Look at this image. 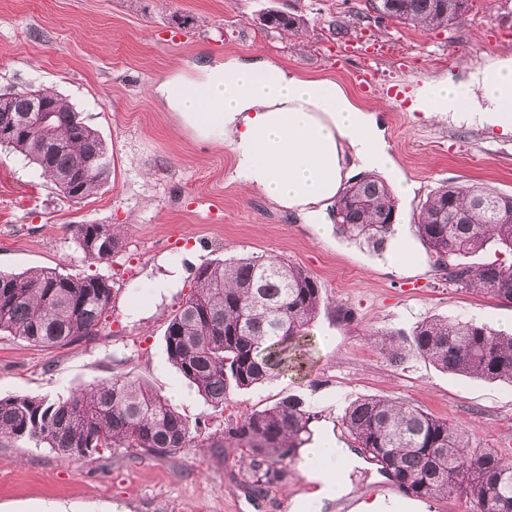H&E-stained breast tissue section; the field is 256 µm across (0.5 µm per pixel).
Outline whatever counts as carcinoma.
Here are the masks:
<instances>
[{"instance_id": "1", "label": "carcinoma", "mask_w": 512, "mask_h": 512, "mask_svg": "<svg viewBox=\"0 0 512 512\" xmlns=\"http://www.w3.org/2000/svg\"><path fill=\"white\" fill-rule=\"evenodd\" d=\"M470 6V0H378L375 10L381 19L431 29L458 23ZM302 24L291 13L263 15V25L273 31ZM42 93L48 112L27 113L22 96L0 112V129L15 119L5 149L36 164L64 198L78 203L108 179L110 158L97 131L65 97L49 89ZM397 209L391 187L367 173L336 199V230L380 252L394 234ZM71 229L92 261L106 260L120 247L110 224ZM414 229L449 284L512 302V195L443 185L422 204ZM489 250L492 259L468 262ZM111 303L112 284L102 277L52 268L0 272V334L35 345L68 346L97 334ZM322 307L316 279L297 264L271 255L215 260L195 270L194 291L165 331L166 352L205 401L219 407L230 389H250L295 368L289 349ZM408 346L441 370L512 384V333L472 320L427 318ZM316 418L300 397L288 395L248 414L226 436L246 449L244 465L262 486L277 465L296 458ZM341 421L360 454L407 496L456 494L477 512H512V458L473 446L462 426L379 396L354 401ZM0 439L31 442L67 457L124 448L141 458L173 454L193 437L190 424L159 392L115 376L54 401L0 397Z\"/></svg>"}]
</instances>
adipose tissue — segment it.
I'll return each mask as SVG.
<instances>
[{
  "instance_id": "1",
  "label": "adipose tissue",
  "mask_w": 512,
  "mask_h": 512,
  "mask_svg": "<svg viewBox=\"0 0 512 512\" xmlns=\"http://www.w3.org/2000/svg\"><path fill=\"white\" fill-rule=\"evenodd\" d=\"M155 92L199 138L231 141L234 178L282 208L318 221L340 186L344 147L368 168L394 166L375 112L356 105L336 83L279 65L231 57L201 67L188 86L180 74L169 75ZM414 108L512 130V56L490 59L462 80L424 81ZM304 465L317 496L351 492L349 474L356 460L336 439L308 448Z\"/></svg>"
}]
</instances>
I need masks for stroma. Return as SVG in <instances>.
Instances as JSON below:
<instances>
[{"mask_svg":"<svg viewBox=\"0 0 512 512\" xmlns=\"http://www.w3.org/2000/svg\"><path fill=\"white\" fill-rule=\"evenodd\" d=\"M301 15L295 33H272L263 12ZM512 55V0H473L456 25L421 30L378 19L365 0H0V91L51 88L65 96L103 140L111 160L106 183L69 202L35 165L0 150V271L49 267L96 274L112 283L97 335L66 347H42L0 335V396L68 395L112 376L149 383L189 423L206 422L190 447L138 459L125 449L71 458L48 448L0 442V512H290L314 489L300 461L283 463L263 490L233 443L218 432L282 397L296 395L319 414L313 436L353 442L341 424L351 402L369 395L403 400L465 426L474 446L512 455V386L463 379L414 352L392 363L380 340H403L421 320L469 319L512 328V303L449 285L412 226L438 187L478 185L512 194V132L502 127L398 110L391 85L412 90L426 78L461 79L485 59ZM235 57L267 60L307 78L340 84L360 106L377 111L411 192L398 200L394 238L412 258L390 263L311 224L240 181L230 180L229 143L195 137L155 96L176 72ZM372 67L371 92L353 71ZM75 224H112L122 246L112 258L85 257ZM278 256L316 278L324 300L347 306L345 323L324 310L304 331L301 369L249 390L232 389L222 408L205 403L171 365L164 335L193 287V270L229 256ZM181 272L159 282L171 263ZM351 499L323 501L319 512H346L389 497L406 512H474L462 496L409 498L390 491L372 464L353 478Z\"/></svg>","mask_w":512,"mask_h":512,"instance_id":"obj_1","label":"stroma"}]
</instances>
